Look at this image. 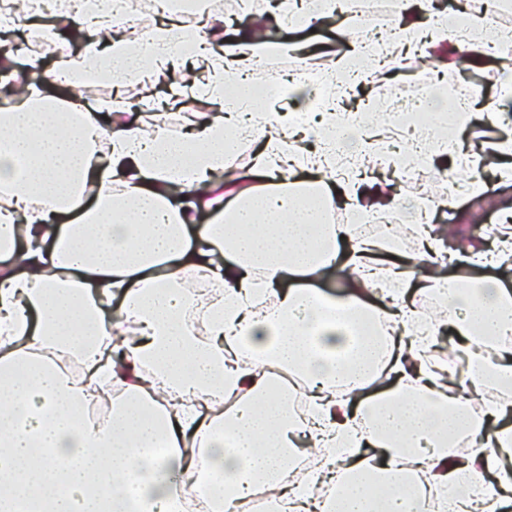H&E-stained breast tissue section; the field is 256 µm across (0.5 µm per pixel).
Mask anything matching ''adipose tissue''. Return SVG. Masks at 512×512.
Returning <instances> with one entry per match:
<instances>
[{
    "mask_svg": "<svg viewBox=\"0 0 512 512\" xmlns=\"http://www.w3.org/2000/svg\"><path fill=\"white\" fill-rule=\"evenodd\" d=\"M30 2L11 0L0 28L55 42L58 25ZM62 24L113 37L32 77L0 54V84L19 87L0 105V512H180L176 473L195 477L212 512L245 504L260 484L270 512H417L425 494L448 488L444 512H476L489 491L498 512H512V234L459 255L447 278L435 272L443 254L429 225H416L406 252L394 238L325 223L338 204L390 213L389 182L337 178L336 100L301 127L275 102L251 105L250 71L273 47L248 29L213 18L211 35L226 45L214 52L164 16L145 44L113 21L107 0ZM447 24L404 9L396 31L403 48L434 47L449 40ZM187 60L217 110L186 111V89L172 87L177 134L115 103L51 92L101 72L127 84ZM228 78L240 100L225 101ZM257 124L272 133L248 171H235L239 134ZM377 129L351 131L346 150L403 167ZM474 266L501 275L474 279ZM330 274L341 291L318 288ZM197 280L219 290L199 330L184 321L200 302ZM424 294L439 299L467 389L428 361ZM65 358L80 360V378L60 368ZM275 367L307 381V417L274 389ZM93 402L109 407L108 424L86 420ZM459 435L482 445L454 454L448 440ZM310 447L330 490L321 501L283 479Z\"/></svg>",
    "mask_w": 512,
    "mask_h": 512,
    "instance_id": "1",
    "label": "adipose tissue"
}]
</instances>
